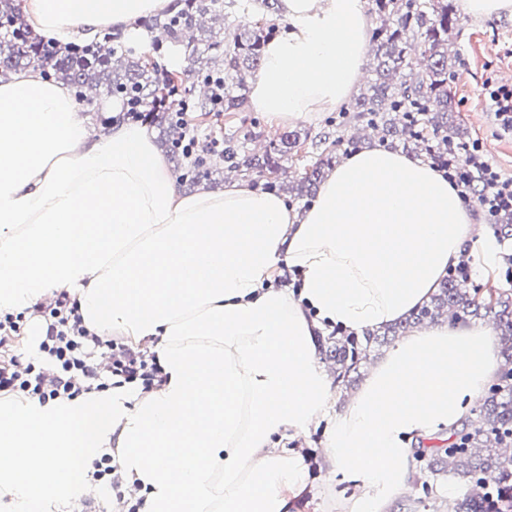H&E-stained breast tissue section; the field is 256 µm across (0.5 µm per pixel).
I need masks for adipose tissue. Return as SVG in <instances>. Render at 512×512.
Returning <instances> with one entry per match:
<instances>
[{"label":"adipose tissue","instance_id":"adipose-tissue-1","mask_svg":"<svg viewBox=\"0 0 512 512\" xmlns=\"http://www.w3.org/2000/svg\"><path fill=\"white\" fill-rule=\"evenodd\" d=\"M170 0H21L34 36L65 44L127 26ZM288 24L251 84L275 124L341 105L359 82L365 0H281ZM105 134L69 86L37 68L0 79V313L65 290L86 328L155 354L159 386L0 398V502L66 512L109 452L139 512H299L306 464L293 440L322 427L337 512H383L415 448L448 438L498 376L495 336L440 322L400 336L337 406L316 331L403 320L450 266L489 269L498 241L443 171L380 145L347 157L311 208L246 182L184 193L151 129ZM299 286L273 285L281 266Z\"/></svg>","mask_w":512,"mask_h":512}]
</instances>
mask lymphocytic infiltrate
Masks as SVG:
<instances>
[{
    "label": "lymphocytic infiltrate",
    "instance_id": "lymphocytic-infiltrate-1",
    "mask_svg": "<svg viewBox=\"0 0 512 512\" xmlns=\"http://www.w3.org/2000/svg\"><path fill=\"white\" fill-rule=\"evenodd\" d=\"M446 175L463 203H477L486 223L512 217V176H504L493 165L481 141L463 147ZM37 312L46 331L31 355L17 348L24 314L0 316L1 395L23 393L45 401L103 390L115 382L136 383L146 390L160 382L155 357L90 333L68 293H60L54 303L38 307Z\"/></svg>",
    "mask_w": 512,
    "mask_h": 512
}]
</instances>
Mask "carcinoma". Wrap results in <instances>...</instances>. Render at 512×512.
<instances>
[{
  "label": "carcinoma",
  "instance_id": "obj_1",
  "mask_svg": "<svg viewBox=\"0 0 512 512\" xmlns=\"http://www.w3.org/2000/svg\"><path fill=\"white\" fill-rule=\"evenodd\" d=\"M278 0H173L165 11L141 19L128 33H104L92 40L60 48L37 41L24 23L19 0H0V76L39 67L49 80L63 81L89 112H100L101 102L135 94L149 122L157 125L161 146L177 165L187 188L211 177L208 158L189 161L179 143L186 132L170 109L153 101L177 92L188 111L243 112L249 78L258 69L263 47L281 31ZM256 10L249 25L238 14ZM376 25L369 31L372 47L371 78L349 102L329 129L319 135L294 130L269 142L263 153L249 151L260 136L243 128L224 140L226 169L254 185L278 187L295 200L310 203L329 169L358 145L352 129L370 130L380 143L400 147L410 156L426 155L438 164L466 142L460 129L453 91L460 54L453 49L461 18L453 0H371ZM177 48L186 62L181 76L161 66L166 53ZM303 173L287 184L285 163ZM468 281L460 266L448 276L430 301L404 323L379 335L318 338L323 359L335 368L336 382L349 388L357 382L369 352L388 344L409 328L446 316L456 322L481 320L499 331L504 367L476 408L474 419L453 432L448 447L434 448L424 458L427 479L418 507L435 506L433 481L453 477L462 481L454 512H489L490 494L512 490V291L490 288V297H478L460 284Z\"/></svg>",
  "mask_w": 512,
  "mask_h": 512
}]
</instances>
